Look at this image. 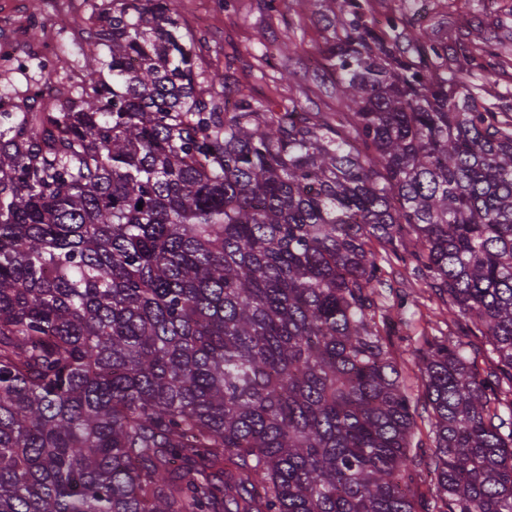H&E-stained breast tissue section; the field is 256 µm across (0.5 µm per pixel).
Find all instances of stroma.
<instances>
[{"label": "stroma", "instance_id": "obj_1", "mask_svg": "<svg viewBox=\"0 0 512 512\" xmlns=\"http://www.w3.org/2000/svg\"><path fill=\"white\" fill-rule=\"evenodd\" d=\"M377 20L401 14L418 29L427 30L458 55L490 46L497 55L493 82L476 79L479 102L495 107L502 118L512 117V0H369ZM101 0H41L45 23L58 36L68 38L80 30L98 28L92 20ZM183 24L202 36L200 54L204 69L225 75L224 97L235 102L247 96L282 108L298 99L309 111L336 113L345 106L337 97L321 53L332 37L317 6L309 0H179ZM393 286L384 294L385 307L396 303L394 291L413 288L418 307L408 309L395 347L401 355L402 375L417 397L416 443L422 452L433 447L430 410L422 404L417 378L416 351L423 337L442 336L462 341L454 317L425 281L409 268L391 263L385 268Z\"/></svg>", "mask_w": 512, "mask_h": 512}]
</instances>
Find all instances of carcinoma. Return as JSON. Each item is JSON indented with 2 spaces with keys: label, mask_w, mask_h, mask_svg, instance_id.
Returning a JSON list of instances; mask_svg holds the SVG:
<instances>
[{
  "label": "carcinoma",
  "mask_w": 512,
  "mask_h": 512,
  "mask_svg": "<svg viewBox=\"0 0 512 512\" xmlns=\"http://www.w3.org/2000/svg\"><path fill=\"white\" fill-rule=\"evenodd\" d=\"M325 2L334 120L227 109L177 0H112L82 85L0 109V512H512V119ZM373 241L498 363L419 348L433 502Z\"/></svg>",
  "instance_id": "carcinoma-1"
}]
</instances>
